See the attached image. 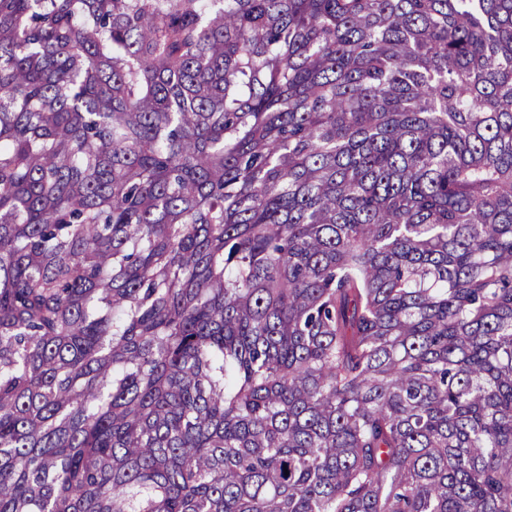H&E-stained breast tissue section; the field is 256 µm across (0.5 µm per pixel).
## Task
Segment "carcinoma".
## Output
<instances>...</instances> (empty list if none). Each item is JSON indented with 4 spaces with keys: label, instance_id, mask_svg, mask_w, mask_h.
Returning a JSON list of instances; mask_svg holds the SVG:
<instances>
[{
    "label": "carcinoma",
    "instance_id": "cac0c4a2",
    "mask_svg": "<svg viewBox=\"0 0 512 512\" xmlns=\"http://www.w3.org/2000/svg\"><path fill=\"white\" fill-rule=\"evenodd\" d=\"M0 512H512V0H0Z\"/></svg>",
    "mask_w": 512,
    "mask_h": 512
}]
</instances>
